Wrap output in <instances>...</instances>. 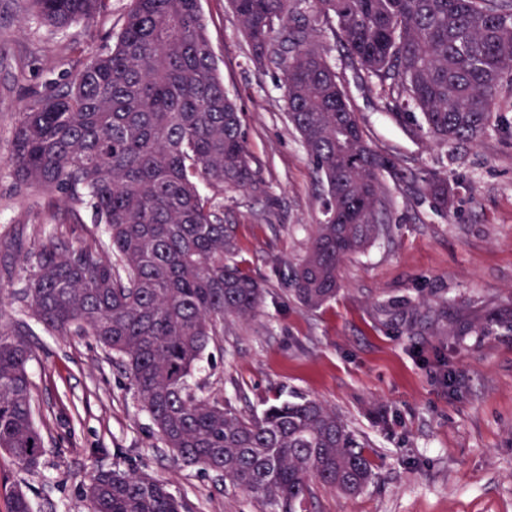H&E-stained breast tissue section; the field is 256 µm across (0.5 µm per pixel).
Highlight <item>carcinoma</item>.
I'll list each match as a JSON object with an SVG mask.
<instances>
[{
	"instance_id": "1",
	"label": "carcinoma",
	"mask_w": 512,
	"mask_h": 512,
	"mask_svg": "<svg viewBox=\"0 0 512 512\" xmlns=\"http://www.w3.org/2000/svg\"><path fill=\"white\" fill-rule=\"evenodd\" d=\"M59 29L90 23L107 0H29ZM257 67L281 71L288 119L325 182L324 218L288 276L289 292L317 309L336 296L343 259L388 223L376 152L341 78L316 41L328 30L352 67L399 111L392 118L437 143L472 141L496 126L494 100L512 87V0H230ZM8 166L21 191L66 205L50 223L94 229L78 245L55 230L19 262L15 300L48 330L89 335L120 356L140 409L174 460L214 472L269 505L298 512L313 485L360 493L373 476L363 443L317 400L242 417L197 397L190 379L224 318L259 309L261 281L232 262L224 206L200 190L262 191L240 110L206 33L200 0H131L112 46L90 56L64 89L19 118ZM448 212V180L422 179ZM22 332L0 328V451L39 466ZM89 512H183L166 485L136 471L96 470Z\"/></svg>"
}]
</instances>
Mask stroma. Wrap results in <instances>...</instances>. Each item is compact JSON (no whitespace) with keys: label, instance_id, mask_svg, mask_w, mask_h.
I'll return each instance as SVG.
<instances>
[{"label":"stroma","instance_id":"stroma-1","mask_svg":"<svg viewBox=\"0 0 512 512\" xmlns=\"http://www.w3.org/2000/svg\"><path fill=\"white\" fill-rule=\"evenodd\" d=\"M130 0H108L87 25L59 31L17 0H0V324L23 331L38 468L0 454V512L15 489L35 512H88L96 469L143 471L167 483L185 512H270L214 473L183 466L140 410L118 355L90 336L48 332L12 295L16 253L52 207L19 196L7 164L31 98L59 90L89 53L111 42ZM225 92L241 113L265 194L224 193L239 268L262 281L256 316L225 318L192 383L242 415L314 398L365 443L374 478L358 495L315 486L306 512H512V90L501 121L473 142L440 146L410 136L341 44L318 35L372 148L402 178L384 176L391 221L363 253L344 259L334 299L311 310L283 277L305 255L326 191L288 120L281 72L256 68L228 0H200ZM447 178L453 204L435 211L410 174Z\"/></svg>","mask_w":512,"mask_h":512}]
</instances>
